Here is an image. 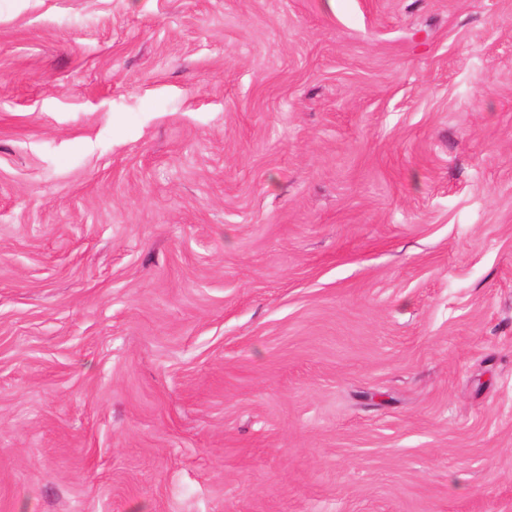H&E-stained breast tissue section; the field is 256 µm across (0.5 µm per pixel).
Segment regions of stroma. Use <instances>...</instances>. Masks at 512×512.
Segmentation results:
<instances>
[{"label": "stroma", "instance_id": "obj_1", "mask_svg": "<svg viewBox=\"0 0 512 512\" xmlns=\"http://www.w3.org/2000/svg\"><path fill=\"white\" fill-rule=\"evenodd\" d=\"M0 512H512V0H0Z\"/></svg>", "mask_w": 512, "mask_h": 512}]
</instances>
